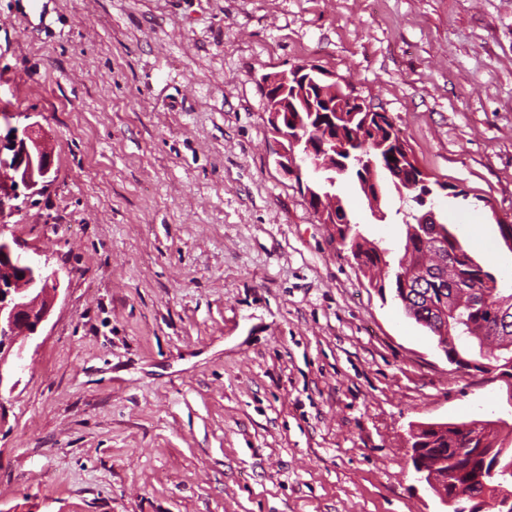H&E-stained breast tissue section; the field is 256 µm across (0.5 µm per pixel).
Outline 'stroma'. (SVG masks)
<instances>
[{
  "label": "stroma",
  "mask_w": 512,
  "mask_h": 512,
  "mask_svg": "<svg viewBox=\"0 0 512 512\" xmlns=\"http://www.w3.org/2000/svg\"><path fill=\"white\" fill-rule=\"evenodd\" d=\"M388 112L434 210L512 284V0H0V113L54 166L0 234L57 272L0 387V512H441L412 429L501 417L276 166L262 80ZM359 228L399 249L397 194Z\"/></svg>",
  "instance_id": "1"
}]
</instances>
